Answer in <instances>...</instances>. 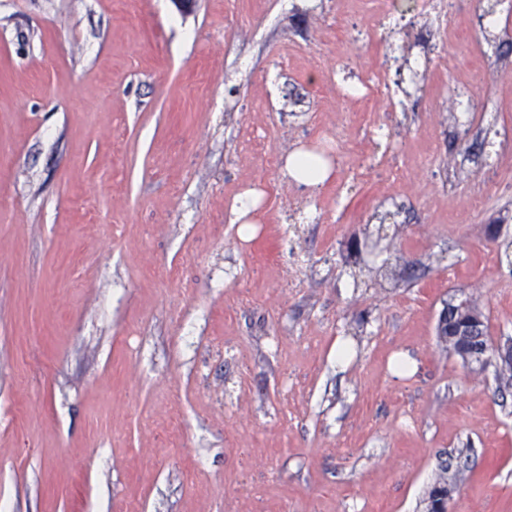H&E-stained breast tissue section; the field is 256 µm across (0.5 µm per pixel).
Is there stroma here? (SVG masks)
Returning a JSON list of instances; mask_svg holds the SVG:
<instances>
[{
  "label": "stroma",
  "instance_id": "1",
  "mask_svg": "<svg viewBox=\"0 0 512 512\" xmlns=\"http://www.w3.org/2000/svg\"><path fill=\"white\" fill-rule=\"evenodd\" d=\"M482 9L0 0L6 512H419L444 452L449 512H512V387L435 335L464 297L512 337V17ZM326 137L319 186L264 161Z\"/></svg>",
  "mask_w": 512,
  "mask_h": 512
}]
</instances>
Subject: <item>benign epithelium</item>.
Masks as SVG:
<instances>
[{"instance_id":"obj_1","label":"benign epithelium","mask_w":512,"mask_h":512,"mask_svg":"<svg viewBox=\"0 0 512 512\" xmlns=\"http://www.w3.org/2000/svg\"><path fill=\"white\" fill-rule=\"evenodd\" d=\"M484 323L482 311L470 300L460 299L442 310L436 332L464 363L483 369L492 366L498 377L512 373V339L492 347L475 344L474 336L481 333Z\"/></svg>"}]
</instances>
